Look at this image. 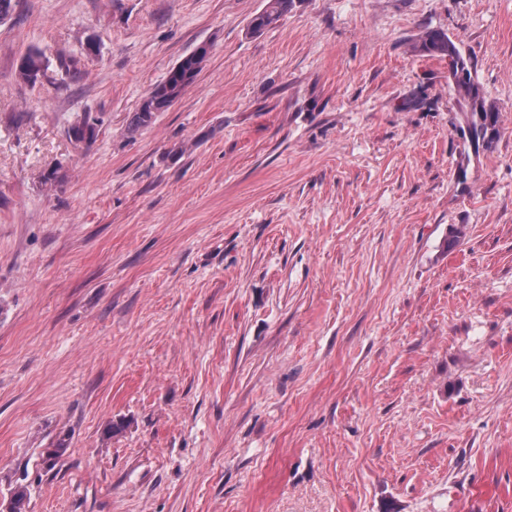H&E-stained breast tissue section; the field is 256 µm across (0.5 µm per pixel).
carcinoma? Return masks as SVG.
<instances>
[{"instance_id": "1", "label": "carcinoma", "mask_w": 512, "mask_h": 512, "mask_svg": "<svg viewBox=\"0 0 512 512\" xmlns=\"http://www.w3.org/2000/svg\"><path fill=\"white\" fill-rule=\"evenodd\" d=\"M292 6L293 0H267L265 7L251 18L249 32L255 35L277 25ZM424 50L448 60V72L455 81L459 95L469 100L468 139L472 143L485 140L492 131L493 119L478 102L470 71L460 51L448 36L439 32L427 36L424 41ZM205 61L204 56L183 57L171 68L166 77L143 97L138 108L129 118L128 130L132 133L137 132L151 125L158 113L168 110L195 82ZM18 76L23 83L30 86L42 82L45 76L43 55L39 52L26 54L19 65ZM69 136L77 144L89 142L95 137V128L85 120L78 121L71 126ZM9 495L13 503L11 512H26L29 499L27 487L21 485L12 487L9 489Z\"/></svg>"}]
</instances>
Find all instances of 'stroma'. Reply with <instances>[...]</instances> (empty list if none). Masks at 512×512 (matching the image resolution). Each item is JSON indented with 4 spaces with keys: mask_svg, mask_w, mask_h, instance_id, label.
Returning <instances> with one entry per match:
<instances>
[{
    "mask_svg": "<svg viewBox=\"0 0 512 512\" xmlns=\"http://www.w3.org/2000/svg\"><path fill=\"white\" fill-rule=\"evenodd\" d=\"M264 6L15 0L0 23V497L512 512V0H295L248 34ZM430 32L488 142L464 147ZM424 50L438 55L443 59L448 58V72L455 81L460 96L469 100L470 116L467 121V135L472 143L484 141L488 134H491L493 119L490 113L486 112L483 105L478 102V96L474 85L471 82L470 71L466 61L455 44L445 34L434 32L427 36L424 41ZM208 52L206 46H200L188 56ZM183 57L171 68L166 77L143 97L138 108L129 118L128 130L131 133L151 125L159 112H165L190 87L201 72L206 57ZM18 68L20 80L30 86H35L42 82L45 76V65L43 55L39 52H29L22 58Z\"/></svg>",
    "mask_w": 512,
    "mask_h": 512,
    "instance_id": "stroma-1",
    "label": "stroma"
}]
</instances>
